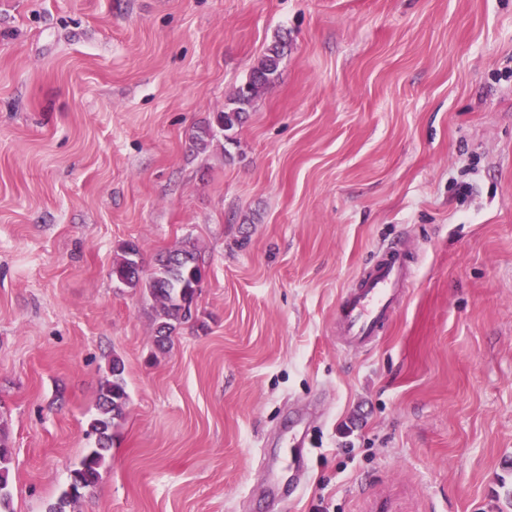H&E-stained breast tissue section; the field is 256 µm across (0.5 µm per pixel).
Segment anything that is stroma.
Returning <instances> with one entry per match:
<instances>
[{
    "mask_svg": "<svg viewBox=\"0 0 512 512\" xmlns=\"http://www.w3.org/2000/svg\"><path fill=\"white\" fill-rule=\"evenodd\" d=\"M188 238L161 350L113 258ZM395 239L416 277L348 348L339 301ZM115 357L128 414L76 512H512V0H0L14 512L57 500ZM288 50V43L284 40H275L264 52L257 64L252 68L246 83L238 88L231 99V107L217 112L211 122L198 127L192 134V142L196 149L206 150L214 137V127L224 132L226 140H232L227 132L238 126L245 112L252 105L258 93L270 85L277 75L282 58Z\"/></svg>",
    "mask_w": 512,
    "mask_h": 512,
    "instance_id": "1",
    "label": "stroma"
}]
</instances>
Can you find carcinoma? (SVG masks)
<instances>
[{
	"label": "carcinoma",
	"instance_id": "obj_1",
	"mask_svg": "<svg viewBox=\"0 0 512 512\" xmlns=\"http://www.w3.org/2000/svg\"><path fill=\"white\" fill-rule=\"evenodd\" d=\"M288 50V43L275 40L252 68L246 83L238 88L231 106L216 113L213 120L197 128L192 134L196 149L204 151L214 137V129L228 133L238 126L245 112L252 105L258 93L270 85L277 75L282 58ZM200 250L196 242L186 239L173 249L159 255L155 267L149 274L137 270L141 265V253L134 242H125L115 254L112 276L128 288L141 289L157 305L155 318V341L165 345L171 340L177 327L192 318L204 279L203 267L199 260ZM125 365L118 358H112L109 377L100 385L97 398V413L89 424L87 435L94 442L79 465L72 469V477L49 512H69V508L81 501L93 488L100 477L112 448V430L117 422L124 419L128 407V393L125 383ZM12 452L5 432L0 430V512H13L10 490V466Z\"/></svg>",
	"mask_w": 512,
	"mask_h": 512
}]
</instances>
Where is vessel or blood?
<instances>
[{
  "instance_id": "obj_1",
  "label": "vessel or blood",
  "mask_w": 512,
  "mask_h": 512,
  "mask_svg": "<svg viewBox=\"0 0 512 512\" xmlns=\"http://www.w3.org/2000/svg\"><path fill=\"white\" fill-rule=\"evenodd\" d=\"M414 267L398 247L389 246L341 299V331L348 344L362 348L375 339L399 305L400 292Z\"/></svg>"
}]
</instances>
